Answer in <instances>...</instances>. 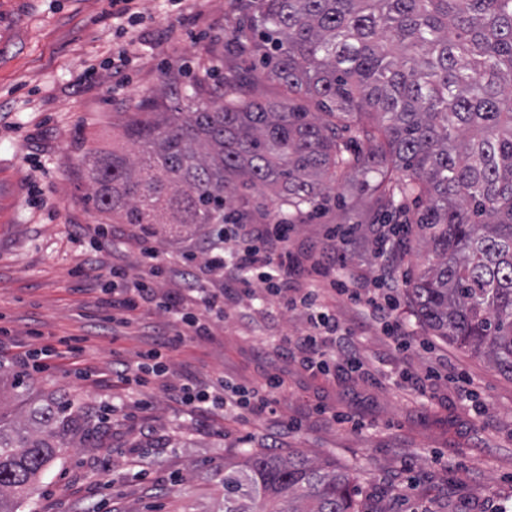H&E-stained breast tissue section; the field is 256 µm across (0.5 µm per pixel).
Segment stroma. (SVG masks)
Instances as JSON below:
<instances>
[{
  "label": "stroma",
  "instance_id": "stroma-1",
  "mask_svg": "<svg viewBox=\"0 0 512 512\" xmlns=\"http://www.w3.org/2000/svg\"><path fill=\"white\" fill-rule=\"evenodd\" d=\"M137 8V18L119 26L109 0H0V328L9 332L0 362L23 368L59 338L80 344L46 358L32 376L35 395L74 401L78 429L24 512H217L212 474L244 449L269 446L349 471L362 512H491L498 504L512 512V379L414 316L409 282L426 265L416 238L394 260L395 317L412 332L408 352L396 351L374 321L357 324L349 301L336 299L341 326L356 331L358 357L382 371L379 383L313 376L283 358L268 341L305 334L303 309L270 315L233 289L210 336L171 353V378L221 375L258 388L279 374L285 383L272 411L245 421L219 411L190 418L156 387L134 389L114 375L116 362L135 364L171 319L143 310L116 327L101 304L112 285L105 270L116 264L135 280L145 265L138 226L115 223L88 201L87 151L111 148L124 113L171 73L187 86L208 66L246 98L284 95L251 55L217 50L237 25L241 0H138ZM123 44L126 56L114 60L113 47ZM330 195L294 224L289 250L308 259L332 229H345L346 274L374 279L380 260L369 226L379 211L364 175ZM202 233L169 224L150 244L184 265ZM446 363L472 378L470 391L442 379L422 393L399 378ZM317 404L343 421L318 416Z\"/></svg>",
  "mask_w": 512,
  "mask_h": 512
}]
</instances>
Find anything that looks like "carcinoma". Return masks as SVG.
Listing matches in <instances>:
<instances>
[{
  "label": "carcinoma",
  "instance_id": "cac0c4a2",
  "mask_svg": "<svg viewBox=\"0 0 512 512\" xmlns=\"http://www.w3.org/2000/svg\"><path fill=\"white\" fill-rule=\"evenodd\" d=\"M229 46L286 88L244 98L203 69L144 105L122 146L87 154L88 199L118 224H225L227 194L269 191L288 222L336 182L374 174L380 208L429 247L409 302L434 335L512 377V0H248ZM318 112H312L309 105ZM0 369V512H19L69 447L73 403ZM222 512H361L351 476L301 451L245 450L217 475Z\"/></svg>",
  "mask_w": 512,
  "mask_h": 512
}]
</instances>
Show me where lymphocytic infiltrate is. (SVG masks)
<instances>
[{"label":"lymphocytic infiltrate","mask_w":512,"mask_h":512,"mask_svg":"<svg viewBox=\"0 0 512 512\" xmlns=\"http://www.w3.org/2000/svg\"><path fill=\"white\" fill-rule=\"evenodd\" d=\"M289 230L286 224H228L223 231L207 234L203 260L193 275L202 289L192 305L183 303L178 293L158 292L159 279H177L181 273L166 266L154 249L144 248V274L130 287L108 290L105 303L112 309V321L127 324L134 312L144 308L169 313L174 321L155 336L151 348L140 353L137 365L123 367V376H149L171 399L192 412L209 407L245 414L270 408L272 390L282 385L275 376L254 391L230 388L220 376L203 386L189 378L176 384L169 377L168 354L187 341L208 335L212 321L224 316V292L231 288L246 295L259 290L274 304L307 310L310 332L277 339L276 347L283 357L293 359L311 374L330 377L362 367L352 350L351 334L343 331L325 304L326 296L333 293L346 296L358 310L379 321L397 350H408L404 328L392 317L394 302L382 293L386 274L371 282L361 277L346 279L342 273L344 256L332 245L310 265H303L288 250ZM334 347L342 350V359L333 358L330 350Z\"/></svg>","instance_id":"obj_1"}]
</instances>
